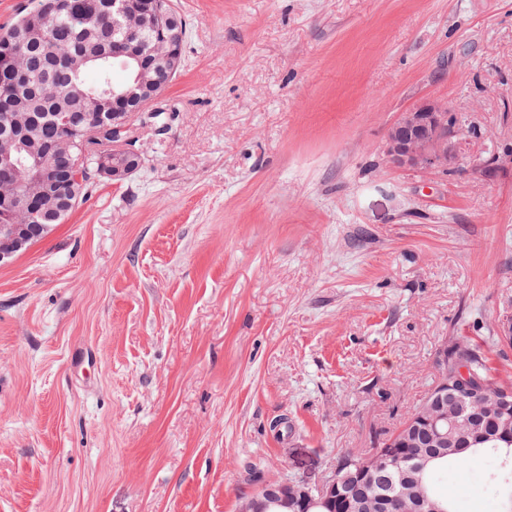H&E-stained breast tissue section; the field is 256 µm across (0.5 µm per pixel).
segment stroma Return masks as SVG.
I'll use <instances>...</instances> for the list:
<instances>
[{
  "instance_id": "stroma-1",
  "label": "stroma",
  "mask_w": 512,
  "mask_h": 512,
  "mask_svg": "<svg viewBox=\"0 0 512 512\" xmlns=\"http://www.w3.org/2000/svg\"><path fill=\"white\" fill-rule=\"evenodd\" d=\"M142 159L0 266V512H236L395 433L512 308V0H175ZM447 100L462 165L382 161ZM492 463L441 489L501 512Z\"/></svg>"
}]
</instances>
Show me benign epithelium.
Listing matches in <instances>:
<instances>
[{
  "mask_svg": "<svg viewBox=\"0 0 512 512\" xmlns=\"http://www.w3.org/2000/svg\"><path fill=\"white\" fill-rule=\"evenodd\" d=\"M112 12L128 19L120 30V38L112 49V58L130 59L137 65L133 82L112 97L95 96L78 83L69 84L64 91L67 98L81 99L89 112L82 134L84 139L101 138L103 111L111 105L129 102L130 112L112 115V148L98 153L93 167L87 159L73 152V137L65 134L46 146H37L30 137L33 113L21 104L10 112L0 114V126L9 131L6 141L0 143V264L26 250L32 232L45 234L49 225L38 223L39 209L43 204L65 200L68 178L86 176L107 178L121 183L140 166V156L132 141L123 132L135 120L145 115L146 107L155 102L146 94L153 80L149 78L145 57L154 56L168 61L172 66L182 63L179 50L168 30L172 24L171 0H147L141 12L130 11L128 0H110ZM103 55L97 59L79 53L63 55L64 65L75 73L87 69L95 61L106 64ZM462 130L451 114L448 101L427 97L404 112L387 128L384 136L382 156L385 164L393 168H406L416 172H442L459 167L462 157ZM26 168L24 181L14 179L17 166ZM497 329L505 345H512V312L498 318ZM435 383L432 408L414 417L416 425L423 426L432 437V446L446 448L452 444L448 433V414L435 409L448 402V341L438 345L435 360ZM457 416L465 417L473 425L493 422L498 426L497 437L512 442V430L506 422L512 418V392L505 391L481 407L477 413L466 412L464 400L455 401ZM354 466L347 476L336 475L313 486L298 474L293 480L273 479L265 481L259 491L248 498V512H271L275 508H295L297 512H335L336 503L345 499L343 490L353 483L364 488L372 487L376 469L368 460L344 462L340 468ZM351 512H385L386 505L378 497L366 495L347 503ZM412 512H444L439 502L421 490L415 496Z\"/></svg>",
  "mask_w": 512,
  "mask_h": 512,
  "instance_id": "7a95c632",
  "label": "benign epithelium"
}]
</instances>
